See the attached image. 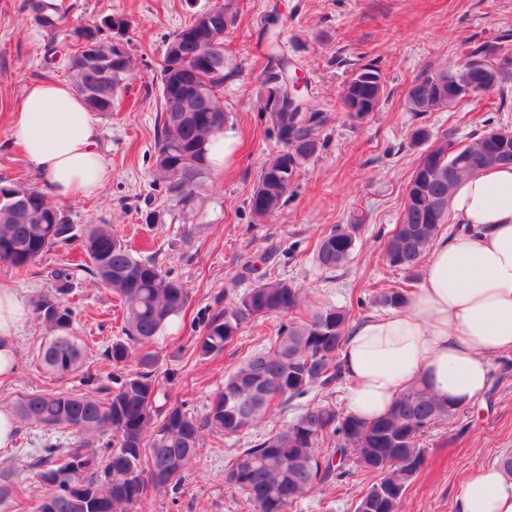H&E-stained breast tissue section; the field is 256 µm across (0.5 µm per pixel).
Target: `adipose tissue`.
Wrapping results in <instances>:
<instances>
[{"mask_svg": "<svg viewBox=\"0 0 512 512\" xmlns=\"http://www.w3.org/2000/svg\"><path fill=\"white\" fill-rule=\"evenodd\" d=\"M10 137L57 204L98 194L112 178L98 123L69 82L27 85ZM452 214L460 229L434 242L407 304L356 321L347 334L340 351L346 403L359 419L386 414L418 378L451 406L475 403L493 360L512 353V168L463 180ZM27 314L16 292L0 289V378L17 368L16 338ZM455 512H512V476L479 470L457 493Z\"/></svg>", "mask_w": 512, "mask_h": 512, "instance_id": "obj_1", "label": "adipose tissue"}]
</instances>
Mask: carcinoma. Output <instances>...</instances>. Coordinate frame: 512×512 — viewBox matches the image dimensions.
<instances>
[{
  "label": "carcinoma",
  "mask_w": 512,
  "mask_h": 512,
  "mask_svg": "<svg viewBox=\"0 0 512 512\" xmlns=\"http://www.w3.org/2000/svg\"><path fill=\"white\" fill-rule=\"evenodd\" d=\"M41 23L58 28L64 22L56 5L39 6ZM236 0L195 13L166 42L159 69L160 135L154 157L155 180L174 210L193 209L210 171L211 139L224 130L226 114L218 92L236 75L224 56V35L234 28ZM129 32L122 15H108L94 26L68 27L66 36L81 51L72 61L76 89L90 112L108 116L132 74L130 55L112 53L113 29ZM270 72L264 92H276L273 108L261 97V111L276 130L279 147L263 165L249 199L257 218L278 211L305 164L324 147L319 131L326 115L319 104L291 86L296 63L275 36L266 45ZM489 44L470 46L460 66L425 73L412 81L406 103L411 112L455 108L448 85L463 86L475 96L501 83L502 70L490 62ZM343 108L354 124L377 111L384 94L381 71L372 65L351 70ZM309 107L300 113L294 102ZM512 165V139L500 147L485 129L462 145L448 134L421 153L406 187L400 224L384 248L387 266L413 279L433 242L451 221L450 204L459 182L495 166ZM363 218L338 224L320 239L314 254L323 271L334 272L351 259ZM78 243L98 283L123 305L124 338L105 350L112 366L122 370L104 384L86 373L91 391L30 392L18 399L15 416L70 433L67 448L47 443L26 462L28 474L45 488L33 512H131L157 488L176 491L197 457L201 433L226 438L251 430L265 416L314 389L323 390L345 379L339 351L351 323L344 307L326 305L308 317L293 316L303 306L300 289L286 280L262 282L223 308L216 309L195 337L201 356L218 354L248 321L281 316L267 346L250 354L225 377L208 412L198 418L185 403L156 405L158 385L152 355L137 354L186 309L190 294L177 278L152 258L136 255L107 224H74L52 206L38 188L23 183L0 184V261L25 273L52 247ZM56 295L35 304L37 317L53 336L39 353L49 370L60 375L82 366L83 352L72 325L74 313L63 301L71 273H53ZM408 300L405 287L383 292L378 302L397 307ZM137 360L139 370L124 368ZM456 409L435 398L424 382L407 385L390 412L372 422L339 413L328 403L308 405L292 420L263 439L238 451L225 469V483L238 489L253 512H289L308 491L339 484L351 468L379 475L361 497L356 512H399L410 480L424 463L421 437ZM103 454L89 451L98 438ZM331 452L323 453L321 449ZM23 481L0 472V512L19 507Z\"/></svg>",
  "instance_id": "carcinoma-1"
}]
</instances>
